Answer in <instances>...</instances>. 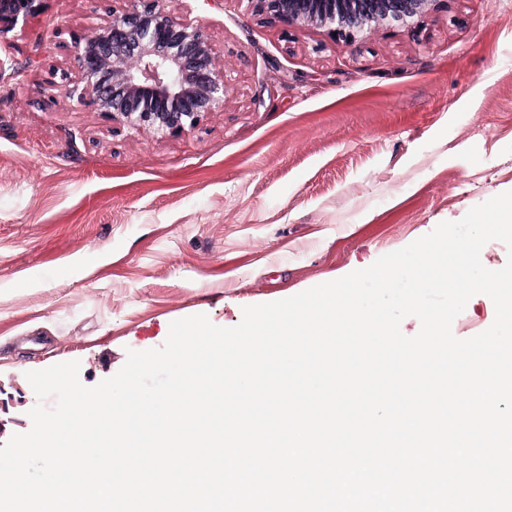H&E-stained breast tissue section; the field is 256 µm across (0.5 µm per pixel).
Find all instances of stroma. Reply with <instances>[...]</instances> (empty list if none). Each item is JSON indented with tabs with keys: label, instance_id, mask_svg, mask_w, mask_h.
I'll list each match as a JSON object with an SVG mask.
<instances>
[{
	"label": "stroma",
	"instance_id": "stroma-1",
	"mask_svg": "<svg viewBox=\"0 0 512 512\" xmlns=\"http://www.w3.org/2000/svg\"><path fill=\"white\" fill-rule=\"evenodd\" d=\"M130 5L46 0L0 42V444L31 427L26 372L76 361L95 386L174 320L236 326L512 191V0H429L353 42L246 0H174L228 92L170 135L39 89ZM494 318L478 294L452 332Z\"/></svg>",
	"mask_w": 512,
	"mask_h": 512
}]
</instances>
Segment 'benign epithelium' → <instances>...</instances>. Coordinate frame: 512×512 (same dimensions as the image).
I'll return each instance as SVG.
<instances>
[{
  "instance_id": "1",
  "label": "benign epithelium",
  "mask_w": 512,
  "mask_h": 512,
  "mask_svg": "<svg viewBox=\"0 0 512 512\" xmlns=\"http://www.w3.org/2000/svg\"><path fill=\"white\" fill-rule=\"evenodd\" d=\"M45 0H0V41L19 22L44 11ZM112 21L73 42L76 69H55L41 86L62 90L77 107L91 104L114 123L174 134L224 110V69L206 28L175 16L171 0H132ZM256 12L293 27L332 22L353 39L379 20L404 21L422 0H247Z\"/></svg>"
}]
</instances>
